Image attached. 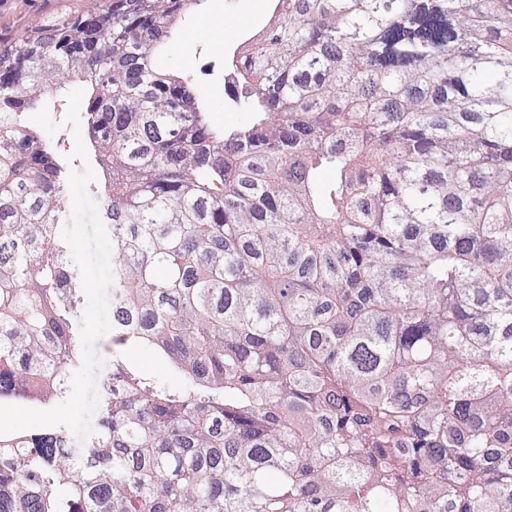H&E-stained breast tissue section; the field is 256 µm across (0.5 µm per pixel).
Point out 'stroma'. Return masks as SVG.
<instances>
[{
    "label": "stroma",
    "instance_id": "1",
    "mask_svg": "<svg viewBox=\"0 0 512 512\" xmlns=\"http://www.w3.org/2000/svg\"><path fill=\"white\" fill-rule=\"evenodd\" d=\"M99 0H0V38H15L41 26L56 15L84 14ZM273 0H205L200 11L186 15L174 30L169 45L156 64L170 73H192L196 90L208 111L210 122L220 128L236 127L247 118L245 112L224 92V71L240 44L267 23ZM213 18V27H203L204 18ZM214 62L210 75L198 74L196 63Z\"/></svg>",
    "mask_w": 512,
    "mask_h": 512
}]
</instances>
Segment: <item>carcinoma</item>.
<instances>
[{
    "label": "carcinoma",
    "mask_w": 512,
    "mask_h": 512,
    "mask_svg": "<svg viewBox=\"0 0 512 512\" xmlns=\"http://www.w3.org/2000/svg\"><path fill=\"white\" fill-rule=\"evenodd\" d=\"M203 2L0 42V402L50 409L82 362L84 161L24 122L59 71L114 274L112 396L81 448L0 435V512H512V0H274L223 130L155 65ZM130 365L148 376L163 378L170 386L182 384L181 374L152 346H139L129 357Z\"/></svg>",
    "instance_id": "obj_1"
}]
</instances>
